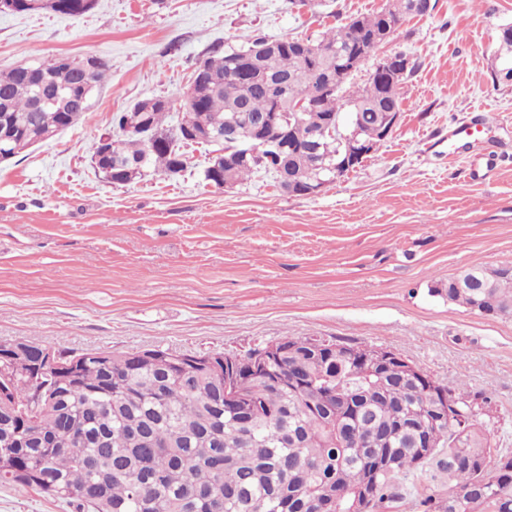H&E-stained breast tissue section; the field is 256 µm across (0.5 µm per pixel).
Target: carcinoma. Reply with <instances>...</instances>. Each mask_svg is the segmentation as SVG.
I'll use <instances>...</instances> for the list:
<instances>
[{"label": "carcinoma", "mask_w": 512, "mask_h": 512, "mask_svg": "<svg viewBox=\"0 0 512 512\" xmlns=\"http://www.w3.org/2000/svg\"><path fill=\"white\" fill-rule=\"evenodd\" d=\"M422 0H394L390 18L414 15ZM96 0H19L18 13L79 16ZM384 25L380 12L349 17L310 40L320 49L309 61L291 37L258 34L224 41L202 60L205 76L192 82L183 110L198 132L234 123L252 135L268 112H293L305 97L306 131L321 153L301 151L288 160L295 190L323 178L325 159L338 144L322 128L325 115L356 120L371 135L394 106L402 81L377 70L357 86L343 78V95L326 89L336 73V50L358 51L359 35ZM497 56L512 66V23L500 27ZM0 71V119L14 128L19 150L43 134L81 119L79 109L105 78L106 64L54 57ZM171 102L139 101L112 117V167L127 184L148 173L175 175L187 165L179 125L167 122ZM278 155L259 165L221 146L204 179L221 187L273 169ZM460 274L489 288L450 286L434 292L470 312L512 320V269L473 264ZM309 339L288 336L292 358L273 365L276 383L253 382L239 409L224 406V389L203 368L181 362L168 370L121 353L87 351L73 378L60 383L37 361L43 345L26 343L29 365L11 374L0 401V480L47 493L74 512H358L364 494L370 512L406 506L411 512H512V453L494 448L471 418L429 419L425 402L404 380L400 364L370 370L367 346L329 343L320 353ZM303 373L304 384L293 383ZM428 435L433 448L414 447ZM461 457L467 464L451 467ZM432 485L421 489L419 476Z\"/></svg>", "instance_id": "1"}]
</instances>
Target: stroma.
Returning a JSON list of instances; mask_svg holds the SVG:
<instances>
[{"label":"stroma","mask_w":512,"mask_h":512,"mask_svg":"<svg viewBox=\"0 0 512 512\" xmlns=\"http://www.w3.org/2000/svg\"><path fill=\"white\" fill-rule=\"evenodd\" d=\"M383 0H97L81 16L0 13V70L95 56L108 66L84 119L0 163V341L114 353L246 354L284 336L394 351L488 403L478 420L512 451V321L470 313L433 288L468 266L512 264V83L491 68L512 0H437L388 49L416 68L395 131L347 176L293 196L261 175L218 189L187 168L115 185L91 157L112 115L163 97L178 118L215 45L317 35ZM488 119L497 165L473 179L457 126ZM0 512H72L0 482Z\"/></svg>","instance_id":"1"}]
</instances>
